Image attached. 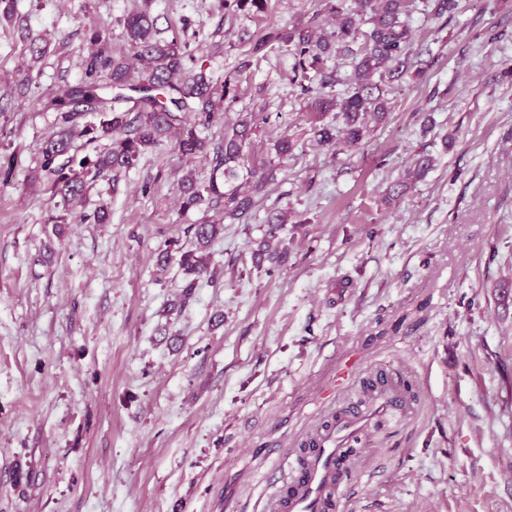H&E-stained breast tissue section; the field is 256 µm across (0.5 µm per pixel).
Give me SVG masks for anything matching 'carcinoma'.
<instances>
[{
    "instance_id": "carcinoma-1",
    "label": "carcinoma",
    "mask_w": 512,
    "mask_h": 512,
    "mask_svg": "<svg viewBox=\"0 0 512 512\" xmlns=\"http://www.w3.org/2000/svg\"><path fill=\"white\" fill-rule=\"evenodd\" d=\"M329 12L336 18V30L316 35L308 26L296 25L253 43L251 53L263 51L275 41L293 58V79H308V71L319 70L333 53L350 56L351 73L344 79L333 74L321 76L316 88L315 108L321 115L334 112V120L313 127L318 145L335 144L342 139L360 144L368 131L369 119L384 120L389 112V99L383 88L372 80L380 69L388 79L404 75L409 60L411 31L406 16L409 0H361L370 16L364 17L344 8V0H326ZM267 0H219L225 14L256 16L264 12ZM159 16L147 8H135L121 23L128 54H114L109 49L106 32L93 26L89 43L96 47L85 61L83 78L75 85L59 81L48 98L41 102L46 110L57 112L59 131L42 144L40 169L49 178L52 194L69 206L82 198L99 178L134 168L148 150L162 145L170 134L177 135V148L188 159L212 157L208 181L199 184L193 177L181 180V207L184 210L202 204L224 210V216L240 220L252 209L253 196L278 183L279 165L270 159L262 165L253 163L248 146L257 128L256 116H245L224 124L219 140L200 135L209 127L214 113L235 97L236 85L226 79L214 83L199 66L197 49L187 39L161 38ZM369 25L364 31L361 26ZM362 40L359 50L351 44ZM345 85L337 95L334 88ZM89 113L95 121L85 120ZM94 145L102 140L109 147L94 155L82 157L72 153L73 138ZM431 167V159L420 156L415 172L393 182L384 198L389 203L402 197L412 176L420 177ZM266 230L260 248L253 253L256 264L281 258L278 245L288 214L270 210L264 219ZM222 230L219 224L206 221L187 228L190 246L171 242V247L158 254V265L165 267L177 261L185 280L177 299L168 312L182 310L195 294L198 280L211 275L208 249Z\"/></svg>"
}]
</instances>
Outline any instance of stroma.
Instances as JSON below:
<instances>
[{"label":"stroma","instance_id":"obj_1","mask_svg":"<svg viewBox=\"0 0 512 512\" xmlns=\"http://www.w3.org/2000/svg\"><path fill=\"white\" fill-rule=\"evenodd\" d=\"M132 5L15 0L25 28L0 17V161L14 163L0 181V512H266L276 449L309 441L380 369L417 400L349 461L339 512H512V0H459L450 18L414 0L408 70L357 148L311 141L314 96L290 83L291 56L250 52L296 24L332 31L320 0H268L256 19L150 0L214 81L237 79L206 137L252 112L255 160L296 144L246 224L181 210L179 179L205 181L211 163L171 140L99 180L81 211L49 191L39 156L56 114L38 100L81 80L88 25L124 49ZM421 153L432 169L384 205ZM102 204L109 221L93 223ZM272 209L288 212L285 254L259 266ZM203 220L224 225L212 274L165 315L182 273L156 256Z\"/></svg>","mask_w":512,"mask_h":512}]
</instances>
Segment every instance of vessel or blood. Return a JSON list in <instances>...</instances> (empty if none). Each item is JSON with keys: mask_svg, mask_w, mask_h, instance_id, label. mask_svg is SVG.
<instances>
[{"mask_svg": "<svg viewBox=\"0 0 512 512\" xmlns=\"http://www.w3.org/2000/svg\"><path fill=\"white\" fill-rule=\"evenodd\" d=\"M377 389L371 403L345 408L335 427L317 435L313 447L286 458L291 479L287 494L275 498L277 512H329L339 505L351 435L368 429L373 415L392 418L408 412V397L392 378L378 382Z\"/></svg>", "mask_w": 512, "mask_h": 512, "instance_id": "obj_1", "label": "vessel or blood"}]
</instances>
